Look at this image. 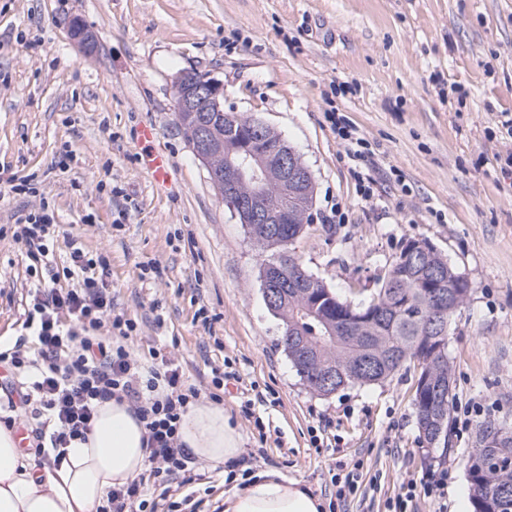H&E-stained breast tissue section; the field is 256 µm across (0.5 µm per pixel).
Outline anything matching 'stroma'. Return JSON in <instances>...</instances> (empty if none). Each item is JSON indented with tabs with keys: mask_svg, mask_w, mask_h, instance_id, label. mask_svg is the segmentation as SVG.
Instances as JSON below:
<instances>
[{
	"mask_svg": "<svg viewBox=\"0 0 512 512\" xmlns=\"http://www.w3.org/2000/svg\"><path fill=\"white\" fill-rule=\"evenodd\" d=\"M75 19L96 33L92 52L72 39ZM189 69L222 81L225 109L263 121L310 169L295 251L341 298L368 300L410 240L470 282L448 321L447 449L418 428L415 370L328 396L301 380L263 301V256L179 126L173 81ZM336 112L369 143L370 193ZM506 112L512 0H0V167L39 179L34 195L0 191V344L25 335L30 288L77 236L109 257L134 357L171 361L200 389L235 372L220 402L248 473L301 481L325 512H388L404 482L407 512H455L478 423L512 424V173L495 160L512 149L498 134ZM144 122L174 160L171 193L138 164ZM43 202L63 231L34 269L12 227ZM354 468L360 488L338 500L336 478ZM223 491V469L197 461L189 482L151 487L147 509L214 512Z\"/></svg>",
	"mask_w": 512,
	"mask_h": 512,
	"instance_id": "stroma-1",
	"label": "stroma"
}]
</instances>
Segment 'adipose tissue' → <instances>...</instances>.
Returning <instances> with one entry per match:
<instances>
[{"mask_svg": "<svg viewBox=\"0 0 512 512\" xmlns=\"http://www.w3.org/2000/svg\"><path fill=\"white\" fill-rule=\"evenodd\" d=\"M145 427L125 401L99 405L87 440L72 441L60 465L41 467L18 445L16 428L0 422V512H96L109 490L148 470ZM179 440L212 467L237 465L244 439L211 401L188 405ZM320 497L273 471L224 492V512H322Z\"/></svg>", "mask_w": 512, "mask_h": 512, "instance_id": "obj_1", "label": "adipose tissue"}]
</instances>
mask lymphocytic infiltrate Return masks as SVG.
I'll return each mask as SVG.
<instances>
[{"label": "lymphocytic infiltrate", "mask_w": 512, "mask_h": 512, "mask_svg": "<svg viewBox=\"0 0 512 512\" xmlns=\"http://www.w3.org/2000/svg\"><path fill=\"white\" fill-rule=\"evenodd\" d=\"M58 230L54 210L44 203L18 222L13 236L24 242L33 264L45 265L46 242ZM64 277L75 280V287H62ZM109 277L107 258L75 241L67 266L51 275L50 286L34 289L24 322L32 338L0 349V364L20 386L7 409L34 422L36 453L59 461L72 441L87 438L99 404L128 401L145 424L150 475L167 483L189 472L193 462L178 429L199 391L185 386L172 364L145 367L132 357L123 341L134 323L113 315ZM106 322L117 331V340L99 336Z\"/></svg>", "instance_id": "1"}]
</instances>
